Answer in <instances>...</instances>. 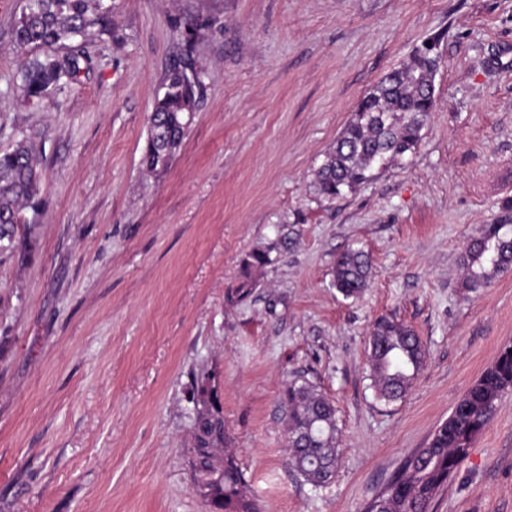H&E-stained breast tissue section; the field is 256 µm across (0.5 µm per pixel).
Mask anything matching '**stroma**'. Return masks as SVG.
<instances>
[{
	"label": "stroma",
	"instance_id": "35a3bbf8",
	"mask_svg": "<svg viewBox=\"0 0 512 512\" xmlns=\"http://www.w3.org/2000/svg\"><path fill=\"white\" fill-rule=\"evenodd\" d=\"M91 70L24 104L0 0V150L33 140L40 203L26 260H0V512H209L188 462L193 370L214 375L227 453L264 512H363L512 344V272L464 288L484 225H512V0H104ZM441 64L413 154L342 196L315 174L367 93L424 43ZM206 94L159 173L142 158L182 55ZM292 241L256 272L243 261ZM373 258L363 296L338 252ZM427 359L406 396L370 386L373 322ZM303 376L336 406L341 460L306 483L281 397ZM433 512H512V391ZM291 238L288 233H282L275 242L262 248L253 250L244 260V265L247 268L246 280L238 285L235 290L238 300H243L248 297L252 288V281L249 272L251 270H261L268 265H271L276 258H272V253H280V251L287 250ZM371 269L372 261L367 252L348 248L336 255L332 286L343 298L358 299L368 286Z\"/></svg>",
	"mask_w": 512,
	"mask_h": 512
}]
</instances>
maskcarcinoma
Here are the masks:
<instances>
[{"label":"carcinoma","instance_id":"cac0c4a2","mask_svg":"<svg viewBox=\"0 0 512 512\" xmlns=\"http://www.w3.org/2000/svg\"><path fill=\"white\" fill-rule=\"evenodd\" d=\"M90 0H27L25 11L11 29V42L20 51L39 54L23 63L20 87L24 99L38 103L53 91L78 81L90 68L85 50L89 32L102 28L108 13ZM428 72L423 59L411 55L405 67L379 81L364 97L317 173L319 193L329 200L373 176L390 162L400 161L416 148L420 132L433 109L423 83ZM206 89L202 72L187 56L171 67L155 97L143 164L150 172L168 166ZM41 176L32 146L23 138L0 151V257L25 258L32 238L14 239V225L27 223L23 209L36 204ZM291 238L253 250L244 260L247 270L274 262L272 253L288 249ZM462 263L465 287L486 288L512 270V234L503 224H488L472 240ZM372 269L370 255L348 248L336 255L332 286L345 299L360 298ZM425 345L415 330L394 318L377 319L368 338L369 376L376 398L393 403L405 396L423 369ZM193 420L190 460L200 495L212 512H260L249 494L244 473L224 452L227 437L224 413L212 385L213 374L201 368L192 374ZM512 389V345L504 346L495 362L454 405L448 420L424 448L413 451L400 472L366 506L364 512H432L434 499L448 486L468 458L474 441L486 428L502 396ZM288 415V451L294 470L315 486L327 484L338 462L336 409L308 379H293L283 394Z\"/></svg>","mask_w":512,"mask_h":512}]
</instances>
